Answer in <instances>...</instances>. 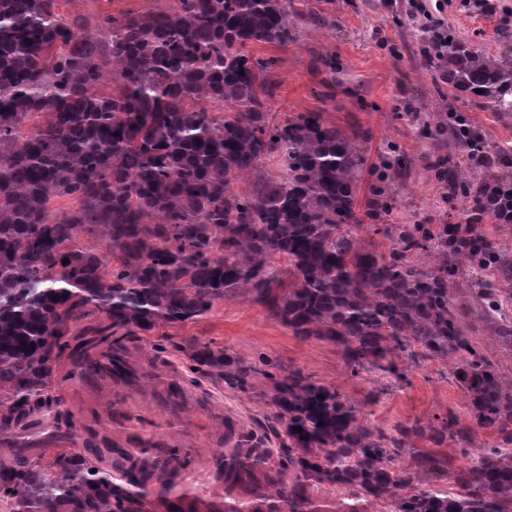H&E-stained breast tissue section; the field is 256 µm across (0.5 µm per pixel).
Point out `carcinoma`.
<instances>
[{
    "instance_id": "obj_1",
    "label": "carcinoma",
    "mask_w": 512,
    "mask_h": 512,
    "mask_svg": "<svg viewBox=\"0 0 512 512\" xmlns=\"http://www.w3.org/2000/svg\"><path fill=\"white\" fill-rule=\"evenodd\" d=\"M160 2L90 20L63 18L57 0H0V503L132 512L146 493L118 490L79 451L32 458L14 429L51 407L50 384L91 316L109 325L85 347L105 345L118 363L125 337L156 356L157 327L193 323L248 291L296 335L342 345L356 372L378 368L403 382L395 357L414 344L451 362L470 418L497 435L452 473L453 492L402 493L415 473L391 465L421 429L360 423L339 392L292 372L273 385L293 455L271 491L288 495V512H303V481L341 488L373 512H512V379L472 340L479 322L512 347L503 311L512 252L477 230L512 224V146L488 144L441 99L426 135L471 163L439 161L431 178L468 204L464 223L392 224L387 252L363 248L359 190L367 187L365 217L385 222L411 160L389 144L365 183L369 132L344 133L316 112L270 121L272 61L248 46L295 39L288 0ZM421 40L456 97L512 117L511 42L491 54L439 23ZM207 103L231 114L216 118ZM42 114L50 119L28 125ZM61 197L77 207L58 216L51 203ZM82 232L106 251L79 242ZM183 352L191 371L243 386L248 370L223 348L192 340ZM471 434L454 415L434 430L439 444L463 446ZM175 460L156 457L140 471L162 484ZM416 463L432 480L445 471L435 455Z\"/></svg>"
}]
</instances>
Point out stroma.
Instances as JSON below:
<instances>
[{"label": "stroma", "mask_w": 512, "mask_h": 512, "mask_svg": "<svg viewBox=\"0 0 512 512\" xmlns=\"http://www.w3.org/2000/svg\"><path fill=\"white\" fill-rule=\"evenodd\" d=\"M495 10L463 4L462 0H336L331 25L300 23L294 42L285 46L257 44L251 52L272 62L277 84L268 102L275 123L308 112L339 130L370 131L369 162H376L386 144L395 143L412 161L398 185L396 224H458L464 203L444 200L428 172L447 147L429 139L424 127L439 112L437 73L419 53L418 26L425 18L452 24L478 47L496 51L504 37L512 38V0H494ZM151 0H58V11L141 13ZM335 54L341 69L330 74L319 57ZM164 351L150 360L140 337L123 341L130 378L104 386L83 374L82 345L72 342L52 385L57 406L39 415L34 426L16 431L18 441L37 455L66 424L92 422L95 414L120 411L122 419L143 438L157 442L158 454L177 452L187 465L224 450V420L244 423L261 442L276 467L288 463L285 421L272 402V382L256 371L244 388L192 373L182 351L189 341L208 342L247 365L267 360L277 375L300 372L309 381L342 393L358 420L375 422L386 431L401 425L440 426L449 414L467 419L466 399L454 382L450 365L418 357L405 382L389 384L380 371L352 375L343 346L315 336H298L274 317L254 295L241 293L224 300L195 323L161 326ZM175 377L196 391L192 402L166 389Z\"/></svg>", "instance_id": "stroma-1"}]
</instances>
